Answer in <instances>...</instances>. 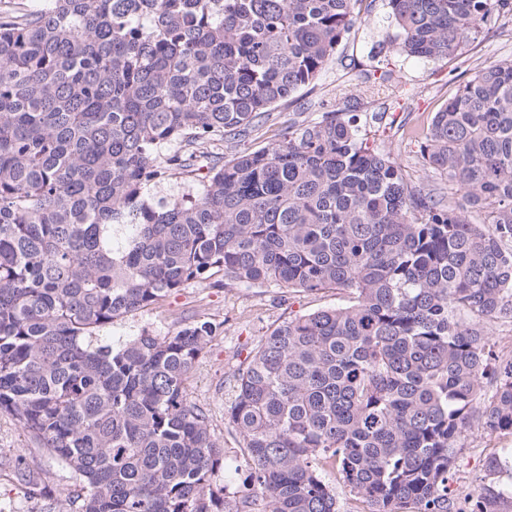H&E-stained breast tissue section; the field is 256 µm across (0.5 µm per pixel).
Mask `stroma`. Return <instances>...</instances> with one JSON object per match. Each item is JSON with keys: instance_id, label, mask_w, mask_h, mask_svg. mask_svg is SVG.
I'll use <instances>...</instances> for the list:
<instances>
[{"instance_id": "1", "label": "stroma", "mask_w": 512, "mask_h": 512, "mask_svg": "<svg viewBox=\"0 0 512 512\" xmlns=\"http://www.w3.org/2000/svg\"><path fill=\"white\" fill-rule=\"evenodd\" d=\"M393 32L387 0H363L357 23L315 85L280 102L265 124L239 141L238 152L252 151L280 128L316 117L321 103L332 100L338 111L360 118L378 147L390 153L408 179L428 182L443 202H459L445 178L422 167L419 144L411 130L429 125L434 112L480 68L512 61V18L499 17L453 56L436 61L399 54L391 42ZM379 67L390 72L395 94H366L368 80ZM339 301L333 290L318 295L299 293L286 300L273 287L213 288L194 283L152 308L115 321L104 337L117 343L145 329L165 336L194 322L215 325V334L188 381V393L192 401L209 409L224 460L235 466L244 464L245 457L241 439L231 433L224 417L233 371L263 336L292 314ZM461 445L448 482L449 497L458 503L477 498L487 460L495 455L506 466L493 486L512 501V435L491 434L475 423L465 431ZM19 458L33 482L40 485V493H32L18 478L14 462ZM81 487L78 474L31 440L14 421L0 415V508L70 512V499Z\"/></svg>"}]
</instances>
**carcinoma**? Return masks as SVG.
<instances>
[{
    "mask_svg": "<svg viewBox=\"0 0 512 512\" xmlns=\"http://www.w3.org/2000/svg\"><path fill=\"white\" fill-rule=\"evenodd\" d=\"M362 2L0 14V414L86 480L73 512H337L327 464L370 512H465L448 498L462 434H512V361L483 330L512 318V63L477 71L422 136L457 205L334 109L215 155L319 78ZM388 6L397 51L429 60L512 16V0ZM206 281L346 292L236 369L224 414L248 469L232 500L187 392L215 326L100 335ZM471 512H505L500 492Z\"/></svg>",
    "mask_w": 512,
    "mask_h": 512,
    "instance_id": "cac0c4a2",
    "label": "carcinoma"
}]
</instances>
